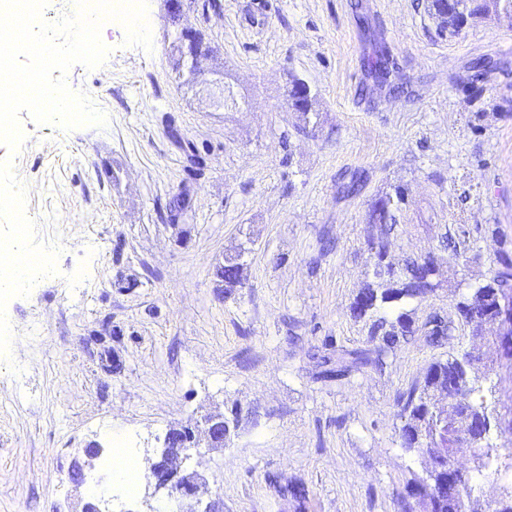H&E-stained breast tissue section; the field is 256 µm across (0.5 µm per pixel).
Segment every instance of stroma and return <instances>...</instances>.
<instances>
[{
  "mask_svg": "<svg viewBox=\"0 0 512 512\" xmlns=\"http://www.w3.org/2000/svg\"><path fill=\"white\" fill-rule=\"evenodd\" d=\"M147 16L151 49L107 23L103 64L66 74L105 127L24 112L18 152L0 144L35 239L59 250L56 274L6 305L20 356L0 359V512H81L114 445L145 469L170 430L234 410L224 445L197 433L181 461L208 494L176 512L210 499L222 512H399L421 462L401 444L397 396L479 341L467 325L440 347L418 334L338 382L317 379L319 357L367 344L350 306L379 237L368 211L394 186L408 197L393 260L447 265L439 242L464 228L475 257L459 277L476 285L512 250V28L453 37L427 0H183L177 17L147 0ZM186 27L223 84L178 78ZM379 49L383 86L368 69ZM292 74L317 95L313 130L286 105Z\"/></svg>",
  "mask_w": 512,
  "mask_h": 512,
  "instance_id": "stroma-1",
  "label": "stroma"
}]
</instances>
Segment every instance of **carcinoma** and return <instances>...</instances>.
Instances as JSON below:
<instances>
[{
  "instance_id": "carcinoma-1",
  "label": "carcinoma",
  "mask_w": 512,
  "mask_h": 512,
  "mask_svg": "<svg viewBox=\"0 0 512 512\" xmlns=\"http://www.w3.org/2000/svg\"><path fill=\"white\" fill-rule=\"evenodd\" d=\"M429 14L439 28L454 36L462 31L463 23L486 18H505L512 22V0H427ZM301 79L293 76L288 82V108L299 114L303 127L315 125L318 118L316 95H302L296 89ZM407 199L401 186L394 193L379 198L369 210L368 223L379 226L380 240L371 243L374 260L388 255L390 241L398 228L397 213ZM443 249L449 252L448 266L457 267L467 261L466 234L444 236ZM224 288L241 284V263L224 265ZM445 279L433 255L409 257L397 266L391 276L372 273L371 281L351 304L353 318L368 326V345L360 349L336 348V357L321 356L320 376L341 379L365 367L381 368L389 350L401 340L423 331L431 346H441L454 336L457 326L447 316L435 314L416 328L411 314L403 304L415 298L434 294L444 286ZM506 297L512 298V255L505 251L495 256L488 280L471 287L461 295L456 308L461 322L485 326L499 313ZM495 355L486 359L467 353L437 360L425 370L421 380L398 397L402 426L399 435L406 451L428 467L434 460L442 465L456 461L466 453L472 457V467L465 475L445 484L426 482V472L413 474L406 486L402 512H490V503L474 497L477 482L491 476L501 481V489L512 493V447H500L496 438L512 435V419L501 417L495 381L503 360L512 357L502 349L496 337H487ZM479 425L489 433L483 441H468L466 433Z\"/></svg>"
}]
</instances>
